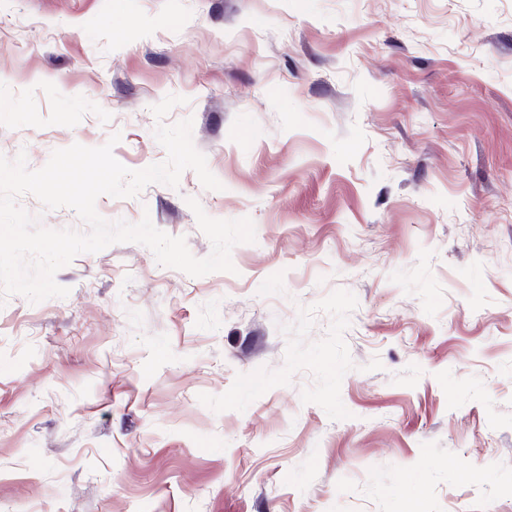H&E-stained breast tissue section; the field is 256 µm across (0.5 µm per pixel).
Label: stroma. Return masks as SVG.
<instances>
[{
    "instance_id": "35a3bbf8",
    "label": "stroma",
    "mask_w": 512,
    "mask_h": 512,
    "mask_svg": "<svg viewBox=\"0 0 512 512\" xmlns=\"http://www.w3.org/2000/svg\"><path fill=\"white\" fill-rule=\"evenodd\" d=\"M170 95L221 190L98 214L256 240L0 292V512H512V0H0V155L146 168Z\"/></svg>"
}]
</instances>
